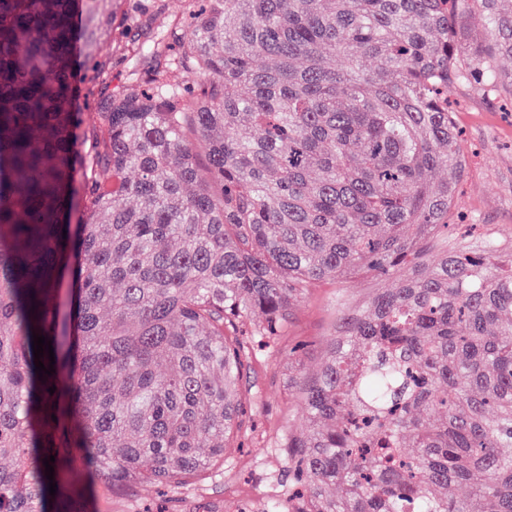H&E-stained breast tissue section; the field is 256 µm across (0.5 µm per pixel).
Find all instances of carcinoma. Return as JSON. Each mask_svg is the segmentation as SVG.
I'll return each instance as SVG.
<instances>
[{
    "mask_svg": "<svg viewBox=\"0 0 512 512\" xmlns=\"http://www.w3.org/2000/svg\"><path fill=\"white\" fill-rule=\"evenodd\" d=\"M503 2L191 0L164 65L81 113L74 46L101 71L123 0H0V512H45L76 457L114 490L223 464L240 325L273 336L306 289L362 275L397 287L300 382L306 493L280 512H512V252L419 262L465 170L449 89L512 87Z\"/></svg>",
    "mask_w": 512,
    "mask_h": 512,
    "instance_id": "carcinoma-1",
    "label": "carcinoma"
}]
</instances>
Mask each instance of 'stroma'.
Wrapping results in <instances>:
<instances>
[{
  "label": "stroma",
  "mask_w": 512,
  "mask_h": 512,
  "mask_svg": "<svg viewBox=\"0 0 512 512\" xmlns=\"http://www.w3.org/2000/svg\"><path fill=\"white\" fill-rule=\"evenodd\" d=\"M187 4L188 0H124L123 18L101 48L105 68L94 74L85 65L77 67L75 111H87L88 99L104 97L108 89L123 84L131 69L151 70L153 58L126 55L123 44L151 43ZM450 98L456 104L455 120L468 138L466 172L453 210L477 223L478 229L470 236L449 231L433 240L430 250L438 253L457 245L477 249L491 240L501 251H511L512 92L490 97L458 83ZM382 286V281L359 277L307 289L280 336L263 345L254 359L242 384L249 418L223 467L204 481L188 487L133 485L115 492L103 479L78 470L61 481L48 512H273L293 492L282 439L289 427L302 423L296 378L316 373L343 314L365 309Z\"/></svg>",
  "instance_id": "1"
}]
</instances>
